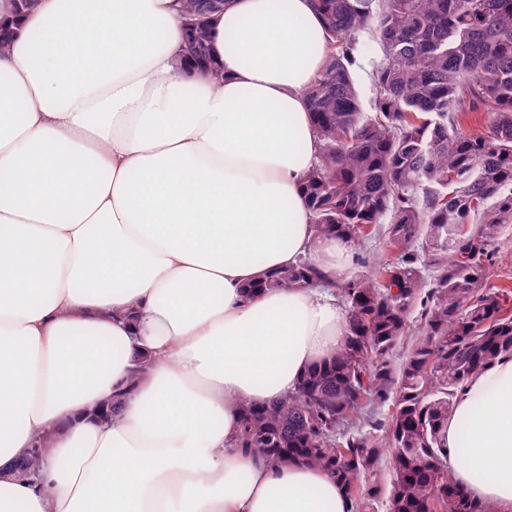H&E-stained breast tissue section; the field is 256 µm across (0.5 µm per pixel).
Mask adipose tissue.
I'll use <instances>...</instances> for the list:
<instances>
[{"label": "adipose tissue", "mask_w": 512, "mask_h": 512, "mask_svg": "<svg viewBox=\"0 0 512 512\" xmlns=\"http://www.w3.org/2000/svg\"><path fill=\"white\" fill-rule=\"evenodd\" d=\"M0 25V512H351L323 468L236 445L242 402L287 397L347 337L327 284L264 285L354 259L305 199L314 0H227L206 70L181 0H0ZM440 438L457 484L512 512V356L463 384ZM326 280L324 275L313 263L304 261L297 267L271 273L266 282L267 288H288V285L294 288H306L319 280Z\"/></svg>", "instance_id": "obj_1"}]
</instances>
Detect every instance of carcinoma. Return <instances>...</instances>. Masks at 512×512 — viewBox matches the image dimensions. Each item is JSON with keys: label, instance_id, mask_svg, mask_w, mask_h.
Here are the masks:
<instances>
[{"label": "carcinoma", "instance_id": "1", "mask_svg": "<svg viewBox=\"0 0 512 512\" xmlns=\"http://www.w3.org/2000/svg\"><path fill=\"white\" fill-rule=\"evenodd\" d=\"M316 8L329 53L307 91L321 141L305 176L312 223L317 235L358 246L388 215L387 249L339 288L348 340L333 363L283 400L243 404L238 446L276 464L328 469L352 512H373L383 493L389 512H488L443 464L440 430L459 387L512 355V291L480 288L500 226L512 223V0H316ZM223 10L212 0L182 3L188 20ZM362 32L381 50L371 115L354 79ZM208 38L205 30L187 42L188 57L205 60ZM470 112L493 115L486 131L461 129ZM427 267L437 275L425 293ZM321 279L305 261L265 286ZM417 307L424 325L410 336ZM384 406L382 418L369 412ZM48 451L16 470L37 475Z\"/></svg>", "mask_w": 512, "mask_h": 512}]
</instances>
